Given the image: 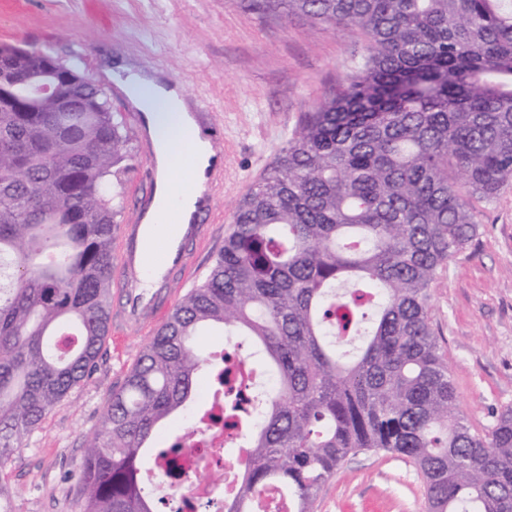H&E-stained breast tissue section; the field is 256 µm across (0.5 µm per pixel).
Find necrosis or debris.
Instances as JSON below:
<instances>
[{
	"label": "necrosis or debris",
	"mask_w": 512,
	"mask_h": 512,
	"mask_svg": "<svg viewBox=\"0 0 512 512\" xmlns=\"http://www.w3.org/2000/svg\"><path fill=\"white\" fill-rule=\"evenodd\" d=\"M246 428L224 424V403L209 399L191 426L182 430L179 477L152 468L147 479L174 512H224L225 500L237 490L248 456L242 446Z\"/></svg>",
	"instance_id": "4bbe7bcc"
}]
</instances>
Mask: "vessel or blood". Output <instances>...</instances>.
Returning <instances> with one entry per match:
<instances>
[{
	"label": "vessel or blood",
	"mask_w": 512,
	"mask_h": 512,
	"mask_svg": "<svg viewBox=\"0 0 512 512\" xmlns=\"http://www.w3.org/2000/svg\"><path fill=\"white\" fill-rule=\"evenodd\" d=\"M145 159L149 178L148 203L136 211L128 224L120 227L114 241L112 274L118 295L112 305L109 324L110 332L116 338L131 326L154 332L165 322L172 306L169 284L193 272L195 251L206 242L209 233L208 225L202 224L200 218L213 210L215 199L211 187L224 175V154L219 150L212 152L206 169L189 172L182 183L173 178L159 181L155 154L146 153ZM183 192L197 195L192 213L184 214L167 206L169 198ZM152 213L167 215L175 226L164 258L155 266L151 265L144 247L145 220ZM147 269L156 277L149 289L141 286V276Z\"/></svg>",
	"instance_id": "b4317fda"
}]
</instances>
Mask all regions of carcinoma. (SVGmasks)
<instances>
[{
	"label": "carcinoma",
	"mask_w": 512,
	"mask_h": 512,
	"mask_svg": "<svg viewBox=\"0 0 512 512\" xmlns=\"http://www.w3.org/2000/svg\"><path fill=\"white\" fill-rule=\"evenodd\" d=\"M259 18L354 28L361 61L274 154L224 249L108 396L83 512H156L142 480L209 355L204 325L251 337L262 374L250 458L224 512L276 484L312 512L343 459L410 460L426 512H512V407L474 432L430 317L473 241L470 199L512 179V0H239ZM40 75L51 56L1 45ZM59 110L0 80V467L84 381L108 333L112 239L133 160L122 116L80 72Z\"/></svg>",
	"instance_id": "carcinoma-1"
}]
</instances>
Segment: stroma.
Wrapping results in <instances>:
<instances>
[{"label":"stroma","instance_id":"stroma-1","mask_svg":"<svg viewBox=\"0 0 512 512\" xmlns=\"http://www.w3.org/2000/svg\"><path fill=\"white\" fill-rule=\"evenodd\" d=\"M0 43L80 61L107 94L113 83L102 67L124 58L179 79L188 97L207 104L222 130L224 179L196 273L170 285L177 301L212 268L238 204L302 114L336 91L363 48L352 29L262 20L237 0H0ZM471 205L479 234L433 284L431 319L458 408L482 432L512 405V182ZM149 340L136 328L106 338L89 377L0 468V499L11 512H81L74 487L88 442ZM314 512H425L423 481L406 458L362 451L342 462Z\"/></svg>","mask_w":512,"mask_h":512}]
</instances>
